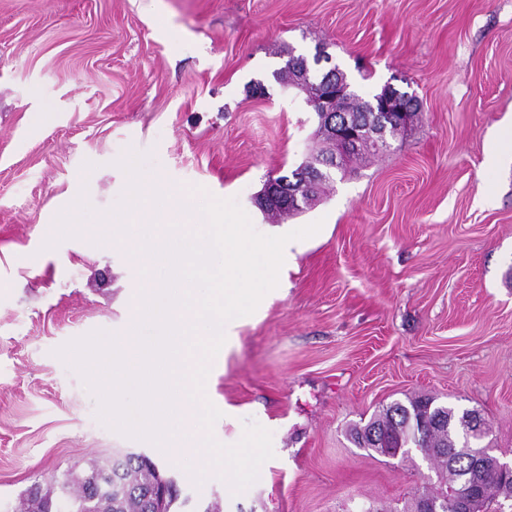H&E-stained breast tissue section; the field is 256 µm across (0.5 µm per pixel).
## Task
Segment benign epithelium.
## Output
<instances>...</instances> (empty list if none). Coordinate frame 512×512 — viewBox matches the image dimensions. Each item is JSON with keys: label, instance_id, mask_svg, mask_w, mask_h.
<instances>
[{"label": "benign epithelium", "instance_id": "benign-epithelium-1", "mask_svg": "<svg viewBox=\"0 0 512 512\" xmlns=\"http://www.w3.org/2000/svg\"><path fill=\"white\" fill-rule=\"evenodd\" d=\"M336 65L323 50L313 61H303L292 70L291 82L308 96V104L318 114L319 129L330 144V152L303 164L296 176L298 182L278 180L270 176L254 197L256 207L299 212L307 197L355 152H372L388 146V139L408 127L414 119V102L391 88L383 89L368 103L374 122H354L337 107V101L349 93V87L332 79Z\"/></svg>", "mask_w": 512, "mask_h": 512}]
</instances>
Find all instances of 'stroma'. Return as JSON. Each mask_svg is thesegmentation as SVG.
<instances>
[{
	"mask_svg": "<svg viewBox=\"0 0 512 512\" xmlns=\"http://www.w3.org/2000/svg\"><path fill=\"white\" fill-rule=\"evenodd\" d=\"M319 45L363 94L391 86L421 110L280 218L328 230L214 377L212 403L236 409L216 436L272 434L273 458L233 495L98 420L55 351L125 331L134 268L87 233L45 248V226L81 190L115 208L131 151L169 187L270 223L253 204L267 175L326 147L273 74ZM421 394L480 410L512 464V0H0V512L52 469L128 452L187 512H401L427 462L370 457L348 431Z\"/></svg>",
	"mask_w": 512,
	"mask_h": 512,
	"instance_id": "35a3bbf8",
	"label": "stroma"
}]
</instances>
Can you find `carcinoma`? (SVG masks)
<instances>
[{
    "mask_svg": "<svg viewBox=\"0 0 512 512\" xmlns=\"http://www.w3.org/2000/svg\"><path fill=\"white\" fill-rule=\"evenodd\" d=\"M376 431L386 437V447H376L369 434ZM352 442L371 454L409 458L410 449L420 451L435 469L437 481L417 490L403 512H417L422 499L454 500V494L470 488L469 512H503L502 502H512V472L500 469V460L484 445L488 437L485 419L480 412H462L436 402L429 396L397 401L363 426L349 431ZM162 477L156 464L141 453H129L123 470L124 496L120 512H142L144 498ZM50 488L36 497L27 491L20 512H112V488L95 496L72 470L54 471L49 475Z\"/></svg>",
    "mask_w": 512,
    "mask_h": 512,
    "instance_id": "carcinoma-1",
    "label": "carcinoma"
}]
</instances>
